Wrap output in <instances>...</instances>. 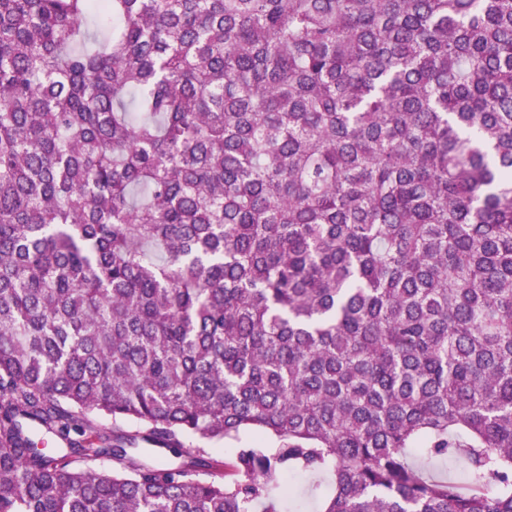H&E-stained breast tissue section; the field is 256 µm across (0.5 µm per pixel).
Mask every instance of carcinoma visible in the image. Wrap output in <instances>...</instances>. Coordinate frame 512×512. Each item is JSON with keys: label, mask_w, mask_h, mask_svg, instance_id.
Returning a JSON list of instances; mask_svg holds the SVG:
<instances>
[{"label": "carcinoma", "mask_w": 512, "mask_h": 512, "mask_svg": "<svg viewBox=\"0 0 512 512\" xmlns=\"http://www.w3.org/2000/svg\"><path fill=\"white\" fill-rule=\"evenodd\" d=\"M297 472L512 512V0H0V512ZM258 437L255 434L245 433L241 434L240 438L230 443H224V445H214L207 448V451L214 457L219 459H228L232 457L237 448H247L257 441Z\"/></svg>", "instance_id": "carcinoma-1"}]
</instances>
